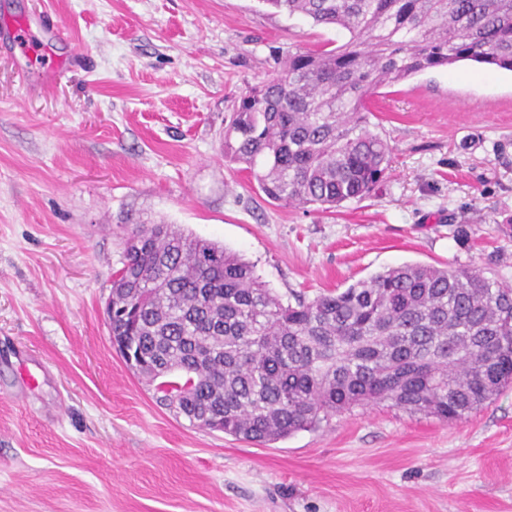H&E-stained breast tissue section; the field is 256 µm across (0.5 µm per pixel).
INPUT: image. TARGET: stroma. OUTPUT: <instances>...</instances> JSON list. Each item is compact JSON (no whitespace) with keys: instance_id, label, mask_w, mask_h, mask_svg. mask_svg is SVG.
Returning <instances> with one entry per match:
<instances>
[{"instance_id":"1","label":"stroma","mask_w":512,"mask_h":512,"mask_svg":"<svg viewBox=\"0 0 512 512\" xmlns=\"http://www.w3.org/2000/svg\"><path fill=\"white\" fill-rule=\"evenodd\" d=\"M39 17L63 36L22 54ZM348 39L261 0H0V512H512V386L456 423L382 403L265 445L175 415L111 345L139 221L238 253L286 302L407 262L512 283L510 71L379 88L384 180L330 212L225 161L246 85Z\"/></svg>"}]
</instances>
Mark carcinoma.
<instances>
[{"instance_id": "cac0c4a2", "label": "carcinoma", "mask_w": 512, "mask_h": 512, "mask_svg": "<svg viewBox=\"0 0 512 512\" xmlns=\"http://www.w3.org/2000/svg\"><path fill=\"white\" fill-rule=\"evenodd\" d=\"M349 33L288 54L246 87L224 157L273 201L318 210L368 197L391 151L369 128L388 83L473 61L512 71V0H260ZM109 330L139 354L160 402L202 428L266 444L355 407L464 420L512 384V284L403 263L284 303L254 266L171 224L133 225Z\"/></svg>"}]
</instances>
